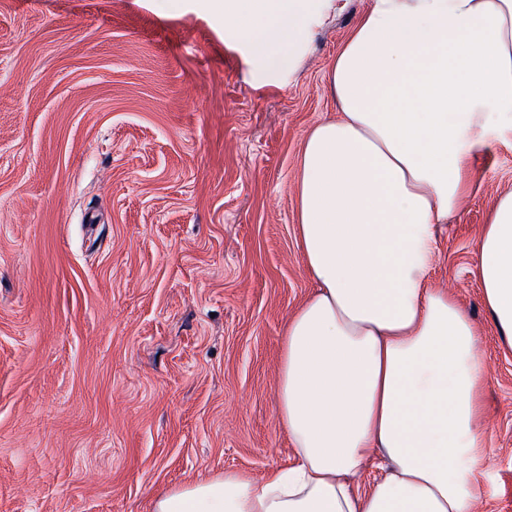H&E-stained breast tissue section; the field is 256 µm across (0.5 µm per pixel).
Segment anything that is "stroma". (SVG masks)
<instances>
[{"instance_id":"1","label":"stroma","mask_w":512,"mask_h":512,"mask_svg":"<svg viewBox=\"0 0 512 512\" xmlns=\"http://www.w3.org/2000/svg\"><path fill=\"white\" fill-rule=\"evenodd\" d=\"M337 0L294 64L260 70L204 0H0V512H152L295 450L280 341L314 281L298 160L338 118ZM430 274L488 363L494 466L476 512H512V348L472 273L512 137L477 152Z\"/></svg>"}]
</instances>
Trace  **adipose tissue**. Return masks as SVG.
Wrapping results in <instances>:
<instances>
[{"label": "adipose tissue", "mask_w": 512, "mask_h": 512, "mask_svg": "<svg viewBox=\"0 0 512 512\" xmlns=\"http://www.w3.org/2000/svg\"><path fill=\"white\" fill-rule=\"evenodd\" d=\"M206 2L262 67L296 60L336 10ZM329 90L341 115L314 126L298 164L316 288L284 327L275 387L296 462L172 489L153 512H475L492 468L487 365L470 313L430 272L474 154L512 135V0H370ZM474 252L482 303L512 345V193ZM370 465L381 475L363 492Z\"/></svg>", "instance_id": "1"}]
</instances>
